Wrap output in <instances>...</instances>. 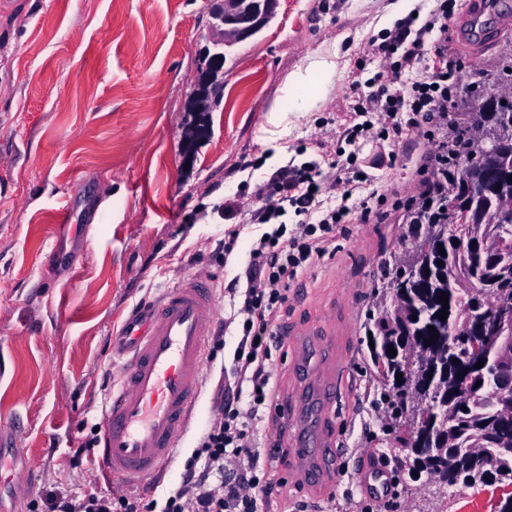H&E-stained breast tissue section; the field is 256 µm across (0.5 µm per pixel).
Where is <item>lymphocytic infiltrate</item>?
Instances as JSON below:
<instances>
[{"label":"lymphocytic infiltrate","instance_id":"obj_1","mask_svg":"<svg viewBox=\"0 0 512 512\" xmlns=\"http://www.w3.org/2000/svg\"><path fill=\"white\" fill-rule=\"evenodd\" d=\"M448 16L447 0H439L424 21L410 15L398 20L372 46L383 67L368 77L359 66L350 75V110L357 122L343 127L342 141L374 144L379 167L396 163L394 147L403 135L417 133L432 142L434 178L407 206L410 223L427 202L448 193L446 130L461 84L459 66L448 60ZM366 186V178L349 167L314 159L287 164L257 183L258 207L247 210L237 197L225 199L219 208L224 218H242L262 232L251 245L243 283L229 291L230 311L215 339L221 349L227 333H237L233 364L220 375L214 416L186 459L179 486L161 507L131 491L80 500L54 490L48 512H263L272 483L256 448L277 397L268 361L285 344L276 327L288 310V283L334 251L337 225L355 217L365 224L387 219L364 197ZM290 213L296 216L291 226L285 222Z\"/></svg>","mask_w":512,"mask_h":512}]
</instances>
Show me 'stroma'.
Wrapping results in <instances>:
<instances>
[{
  "label": "stroma",
  "instance_id": "stroma-1",
  "mask_svg": "<svg viewBox=\"0 0 512 512\" xmlns=\"http://www.w3.org/2000/svg\"><path fill=\"white\" fill-rule=\"evenodd\" d=\"M395 0H279L275 16L250 39L224 50L218 86L206 115L192 112L197 75L210 48V0H0V421L18 422L17 438L38 476L22 492V512H42L50 490L76 495L121 493L96 461L93 424L103 421L121 362L110 339L140 304L178 281L207 276L218 311H225L256 234L240 227L224 252L230 224L217 208L225 197L252 204L256 181L280 167L318 158L326 122L348 120L347 75L355 63L376 71L370 37L392 28ZM466 0L449 22L448 58L462 68L459 118L474 111L494 85L512 86L502 59L512 33L497 34V16L481 44L469 33ZM335 65L326 91L303 86L315 102L293 112L282 88L312 59ZM284 118L272 135V110ZM202 131L183 150L187 127ZM427 140L411 134L395 150L397 164L373 168L374 145L362 147L353 170L366 173L384 206L416 195L432 173L422 164ZM257 164L242 169V160ZM73 205L71 223L55 214ZM403 220H354L336 227V252L291 282L279 329L284 348L271 371L282 403L295 402L290 368L300 329L321 326L332 350L311 364L323 371L335 358L342 395L336 436L345 449L327 482L297 479L298 432L269 433L280 446L271 470L268 512H495L512 496V481L481 488L457 485L420 498L400 492L395 506L369 501L355 487L362 455L385 457L378 445L384 411L368 383L364 323L375 305L381 257ZM216 385L201 387L180 458L139 483L144 497L163 498L179 480L183 459L209 416Z\"/></svg>",
  "mask_w": 512,
  "mask_h": 512
}]
</instances>
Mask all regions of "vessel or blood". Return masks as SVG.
<instances>
[{
    "mask_svg": "<svg viewBox=\"0 0 512 512\" xmlns=\"http://www.w3.org/2000/svg\"><path fill=\"white\" fill-rule=\"evenodd\" d=\"M216 319L208 278L192 277L141 308L113 338L112 355L123 360V377L105 405L101 460L108 476L139 482L171 461L198 398L207 338ZM302 397L289 414L304 427L296 474L320 482L339 453L331 411L333 371L298 365Z\"/></svg>",
    "mask_w": 512,
    "mask_h": 512,
    "instance_id": "obj_1",
    "label": "vessel or blood"
}]
</instances>
